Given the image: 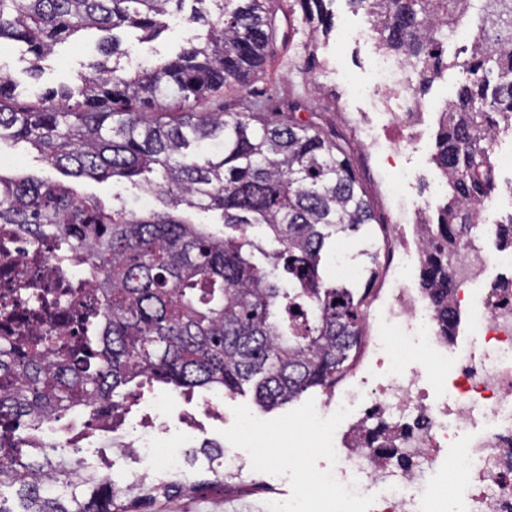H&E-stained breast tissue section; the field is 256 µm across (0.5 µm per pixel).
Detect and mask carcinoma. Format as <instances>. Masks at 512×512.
Returning a JSON list of instances; mask_svg holds the SVG:
<instances>
[{
  "label": "carcinoma",
  "mask_w": 512,
  "mask_h": 512,
  "mask_svg": "<svg viewBox=\"0 0 512 512\" xmlns=\"http://www.w3.org/2000/svg\"><path fill=\"white\" fill-rule=\"evenodd\" d=\"M191 1L193 33L173 55L131 69L126 31L141 44L167 29L166 19ZM313 33L333 26L328 0H297ZM371 15L387 51L423 64L421 82L441 73L443 43L435 26L450 19V0H348ZM96 30L107 33L102 57L75 86L46 92L37 104L17 101L0 71V142L24 143L75 177L124 178L168 211H135L121 196L112 206L84 200L66 185L0 173V224L50 235L79 255L98 289L106 322L96 347L63 353L50 329L32 354L0 346V424L44 418L83 404L124 401L159 382L185 393L238 392L254 383L258 402L275 407L311 388L328 387L360 342L364 314L342 285L319 272L326 239L377 223L349 147L301 117L294 101L279 112L251 102L240 112L204 102L225 86H246L277 52L272 0H0V47L30 57L31 75L56 46ZM465 79L448 102L433 161L448 187L427 228L420 285L439 313L441 336L456 333L448 308L458 248L476 240L480 203L496 173L483 138L512 129V48L491 52L484 31ZM220 213L236 234L211 232L182 210ZM262 228L288 253L292 279L283 288L251 261L249 229ZM512 250V214L497 225ZM363 426L366 447L401 463L404 431L379 413ZM0 456V488H17L19 509L0 512H147L194 483L125 489L105 475L72 479L60 463Z\"/></svg>",
  "instance_id": "1"
}]
</instances>
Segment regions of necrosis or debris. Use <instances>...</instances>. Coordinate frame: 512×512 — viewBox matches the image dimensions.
<instances>
[{
    "instance_id": "4bbe7bcc",
    "label": "necrosis or debris",
    "mask_w": 512,
    "mask_h": 512,
    "mask_svg": "<svg viewBox=\"0 0 512 512\" xmlns=\"http://www.w3.org/2000/svg\"><path fill=\"white\" fill-rule=\"evenodd\" d=\"M379 78L365 89L376 113L396 123L400 149L419 142L428 108L413 89L405 58L377 49ZM421 202L402 206L404 266L421 254L424 237ZM402 270L389 281L382 305L372 316L367 338L383 371L372 386L346 385L322 406L308 410L304 424L316 433L314 449L335 456L325 475L333 512H512V293L485 287L489 269H512V250L480 245L463 247L453 273L454 309H466L476 347L442 337L429 299L416 296ZM98 296L79 265L61 255L53 239L21 233L18 225H0V341L36 334L41 324L30 312L50 304L57 350L87 339L98 341L103 321ZM416 419L402 440L410 469H387L371 449L335 452V424L375 411ZM112 425V411L69 410L66 422L50 418L28 428V447L76 448L91 440L99 464L85 473L122 472L127 485L149 477V462L161 461L165 475L187 479L179 453H164L155 425H142L135 439L115 435L95 440ZM240 425L250 441L246 449L224 453L219 472L239 474L266 469L271 458L253 419Z\"/></svg>"
}]
</instances>
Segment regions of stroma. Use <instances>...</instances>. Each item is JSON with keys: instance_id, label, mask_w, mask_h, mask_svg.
<instances>
[{"instance_id": "35a3bbf8", "label": "stroma", "mask_w": 512, "mask_h": 512, "mask_svg": "<svg viewBox=\"0 0 512 512\" xmlns=\"http://www.w3.org/2000/svg\"><path fill=\"white\" fill-rule=\"evenodd\" d=\"M274 9L285 30L278 53L268 59L261 79L247 87H227L217 93L215 103L236 110L243 101L267 102L300 98L304 113L312 120L332 126L351 148L354 172L370 199L377 223L359 233L336 240L328 239L322 252V266L328 279L337 277V256L346 253L360 274L347 283L363 312H372L384 296V289L397 269L399 243L393 227L396 199L390 191L391 182L400 169L411 168L415 176L401 187L404 196L428 200L430 208L445 202L439 189L440 176L432 161L435 137L439 128L440 110L453 99L464 78L460 68L452 66L430 84L425 99L431 108L421 125L420 147L415 152L395 151L400 136L397 126H377L380 147L364 149L359 141L357 118L368 111L367 99L356 92L357 87L373 79L372 44L350 39L346 30L361 25L363 13L350 9L345 0H334L336 27L326 37H313L296 0H274ZM95 53L92 37L82 36L59 46L42 62L39 77H31L29 58L16 47L0 48V70L12 75L17 83L19 102L35 103L39 93L75 83L80 71ZM0 172L31 174L51 181H69L81 197L95 198L111 204L114 195L134 199L137 188L127 181H98L89 177L66 178L63 171L45 161L34 150L22 144L0 143ZM329 389L308 390L297 401L266 408L259 405L253 392L223 396L222 407L209 413L199 412L197 403L204 391L185 396L173 387L154 384L145 389V399L155 401L170 420L166 439L186 455L199 489L196 493L163 499L155 503L153 512H269L274 498L293 497L305 490L316 512H326L325 488L315 482L310 469L331 468V457L301 460L300 451L308 435L302 428L307 409L328 398ZM254 418L276 444L271 467L254 472L246 479L227 478L223 492L211 489L212 474L208 463L218 457L219 447L235 448L237 423L240 417Z\"/></svg>"}]
</instances>
